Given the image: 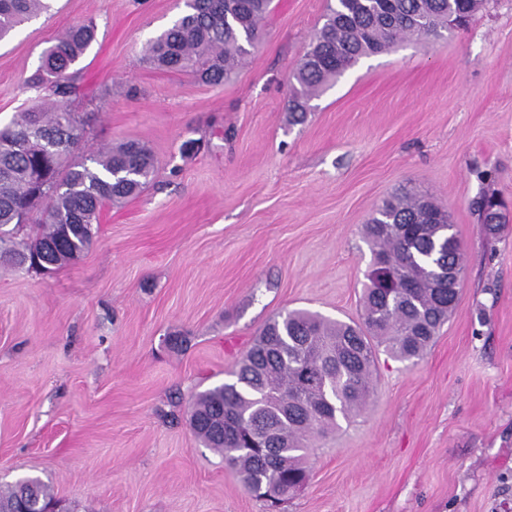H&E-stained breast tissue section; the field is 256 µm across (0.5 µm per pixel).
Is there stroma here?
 <instances>
[{"mask_svg": "<svg viewBox=\"0 0 512 512\" xmlns=\"http://www.w3.org/2000/svg\"><path fill=\"white\" fill-rule=\"evenodd\" d=\"M224 84L157 68L182 0H53L0 41V125L68 27L80 154L137 140L148 187L105 208L96 242L46 274L0 263V490L40 477L67 512H268L186 423L275 315L361 322L362 226L405 185L448 208L458 302L421 358L378 353L365 407L310 440L281 512H512V0L361 60L288 114L327 0H275ZM202 149L183 154L184 142ZM508 216L487 235L472 201Z\"/></svg>", "mask_w": 512, "mask_h": 512, "instance_id": "stroma-1", "label": "stroma"}]
</instances>
